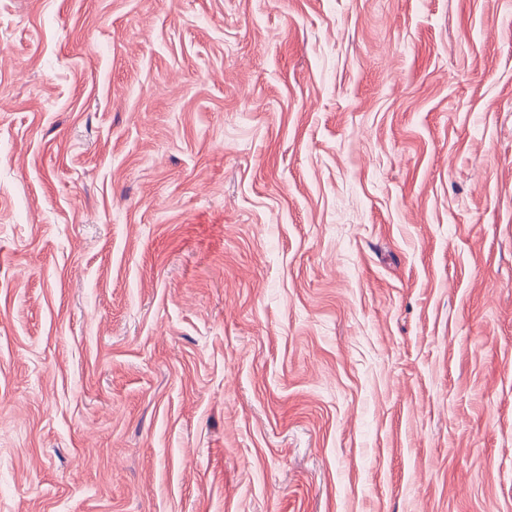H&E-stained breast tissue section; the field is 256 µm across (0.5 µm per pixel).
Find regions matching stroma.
Listing matches in <instances>:
<instances>
[{
    "instance_id": "obj_1",
    "label": "stroma",
    "mask_w": 512,
    "mask_h": 512,
    "mask_svg": "<svg viewBox=\"0 0 512 512\" xmlns=\"http://www.w3.org/2000/svg\"><path fill=\"white\" fill-rule=\"evenodd\" d=\"M0 512H512V0H0Z\"/></svg>"
}]
</instances>
